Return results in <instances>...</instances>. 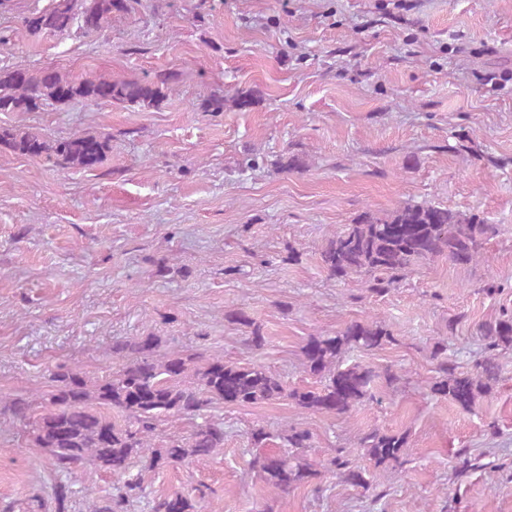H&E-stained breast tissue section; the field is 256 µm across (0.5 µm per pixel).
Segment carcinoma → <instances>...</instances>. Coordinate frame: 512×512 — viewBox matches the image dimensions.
I'll return each instance as SVG.
<instances>
[{
  "label": "carcinoma",
  "mask_w": 512,
  "mask_h": 512,
  "mask_svg": "<svg viewBox=\"0 0 512 512\" xmlns=\"http://www.w3.org/2000/svg\"><path fill=\"white\" fill-rule=\"evenodd\" d=\"M136 0H50L25 19L34 36H57L73 28L98 31L114 13H128ZM169 78L112 80L68 79L55 69H34L26 64L0 67V112H38L47 104L72 102L112 103L142 111L157 109L167 97ZM245 110L254 104L248 94L229 98L213 96L201 105L205 112H222L226 105ZM0 144L29 156L46 155L68 168H91L104 160L107 141L83 134L47 140L32 128H0ZM499 228L473 211L451 209L441 203H406L379 213L365 211L353 223L333 233L321 251L328 277L338 281L361 278L374 294L399 286L419 264L446 257L455 267L468 270L488 261L486 245ZM250 328L245 344L260 349L265 344L261 326L242 311L229 314ZM487 340L484 355L473 370L459 372L448 360V340L434 342L431 359L435 377L433 395L470 411L476 400L491 392L500 379L496 351L512 349V312L505 311L482 327ZM395 341L387 326L377 320L351 321L340 330L311 336L302 346V365L316 378L314 388H290L263 365L226 361L221 355L187 353L166 348L162 337L136 336L112 344V372L92 378L86 372L61 364L48 375L49 389L34 398H15L7 409L14 420L29 428L33 444L49 457L55 470L68 472L81 466L110 472L122 480L106 499L89 497L87 512H127L144 496L142 475L209 457L224 447V424L210 418L225 405H252L286 399L311 414L345 415L374 397L378 382L399 380L387 367L379 370L349 362L352 351H373ZM119 413L123 422L112 419ZM170 418L193 422L189 434L160 435L161 422ZM273 434L263 426L249 432L251 467L267 490L276 496L320 477L304 455L312 447L309 430L292 426L279 435L281 446L269 447ZM359 447L374 466L402 465L408 456L404 434L373 429L360 438ZM329 467L342 480L367 488V470L337 450ZM136 474H131L132 470ZM208 487L174 492L152 500L151 512H199ZM54 512H70L72 490L60 483L52 487Z\"/></svg>",
  "instance_id": "carcinoma-1"
}]
</instances>
